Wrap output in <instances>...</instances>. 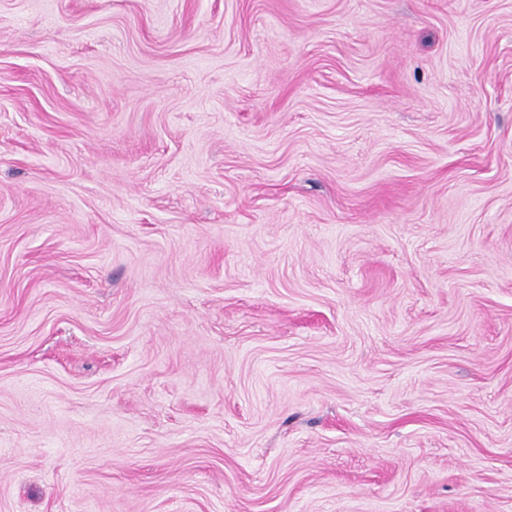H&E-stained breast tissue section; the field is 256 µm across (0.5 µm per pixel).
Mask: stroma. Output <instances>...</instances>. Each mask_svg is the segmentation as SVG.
<instances>
[{
    "mask_svg": "<svg viewBox=\"0 0 512 512\" xmlns=\"http://www.w3.org/2000/svg\"><path fill=\"white\" fill-rule=\"evenodd\" d=\"M0 512H512V0H0Z\"/></svg>",
    "mask_w": 512,
    "mask_h": 512,
    "instance_id": "1",
    "label": "stroma"
}]
</instances>
